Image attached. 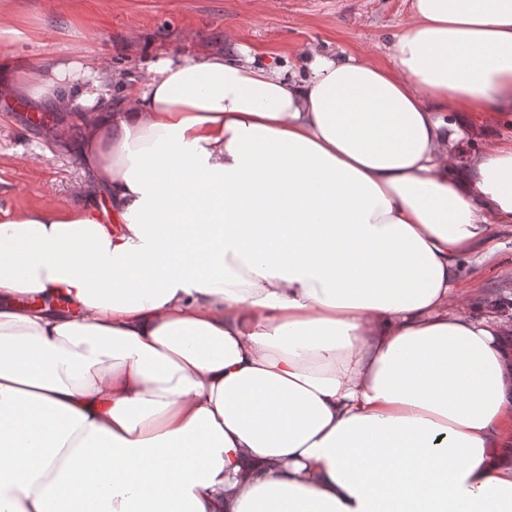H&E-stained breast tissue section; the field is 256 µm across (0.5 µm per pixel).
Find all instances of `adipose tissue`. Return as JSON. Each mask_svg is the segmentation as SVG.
Masks as SVG:
<instances>
[{
  "instance_id": "1",
  "label": "adipose tissue",
  "mask_w": 512,
  "mask_h": 512,
  "mask_svg": "<svg viewBox=\"0 0 512 512\" xmlns=\"http://www.w3.org/2000/svg\"><path fill=\"white\" fill-rule=\"evenodd\" d=\"M112 206L0 225V512H512V321L457 306L512 224V0H411L387 63L308 44L78 61ZM470 126L464 130L467 148L470 151H480L488 146L497 132L505 130L504 122L495 112L472 113L469 116Z\"/></svg>"
}]
</instances>
